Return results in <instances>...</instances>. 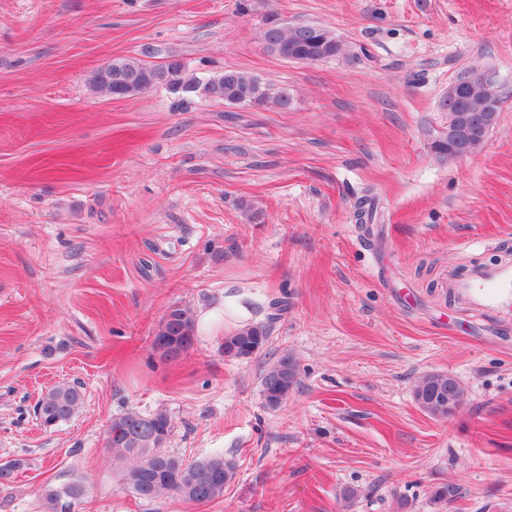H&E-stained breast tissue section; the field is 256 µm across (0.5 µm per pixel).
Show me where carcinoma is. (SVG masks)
Here are the masks:
<instances>
[{"mask_svg":"<svg viewBox=\"0 0 512 512\" xmlns=\"http://www.w3.org/2000/svg\"><path fill=\"white\" fill-rule=\"evenodd\" d=\"M262 38L270 53L286 60L316 63L331 60L343 53L341 41L329 30L314 23L284 26L279 18H265ZM155 49L142 48V58H118L103 69L92 72L87 79L90 88L112 98H131L163 85L183 104L194 96H204L226 105L266 106L272 104L281 110L290 107L292 97L288 89L275 92L254 74L229 69L217 75L200 78L186 72L183 62L171 56L160 65L144 58L154 55ZM487 73L475 69L460 72L449 84L438 101L441 112L452 121L469 119L474 129L494 125L500 107L487 112L482 105L486 91ZM462 144L440 135L432 142V149L443 158L455 159ZM273 312L266 324H249L224 336V356L247 359L267 343L270 323L285 309L282 301L272 303ZM195 341V317L181 305L170 307L159 321L153 341V350L165 361H176L192 349ZM299 368L288 356L265 369L261 378L264 404L269 409L279 408L298 384ZM413 394L419 407L430 416L446 419L467 400L465 388L447 373H429L417 379ZM83 393L75 383L58 382L48 388L35 407L40 424L55 428L69 421L81 409ZM173 430L171 418L163 411L143 415L135 410L112 419L105 445L112 457L126 463L122 481L126 489L138 499L152 502L168 497H179L194 503H208L224 497L225 487L236 476L233 460L221 455L187 460L170 452L168 439ZM86 499L88 489L80 480L43 487V512H71L72 496ZM462 496L459 485L448 483L437 487L431 495L437 512H444L448 504Z\"/></svg>","mask_w":512,"mask_h":512,"instance_id":"carcinoma-1","label":"carcinoma"}]
</instances>
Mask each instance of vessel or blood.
<instances>
[{"mask_svg":"<svg viewBox=\"0 0 512 512\" xmlns=\"http://www.w3.org/2000/svg\"><path fill=\"white\" fill-rule=\"evenodd\" d=\"M453 286L465 294L472 310L490 318L512 312V263L473 264Z\"/></svg>","mask_w":512,"mask_h":512,"instance_id":"1","label":"vessel or blood"}]
</instances>
